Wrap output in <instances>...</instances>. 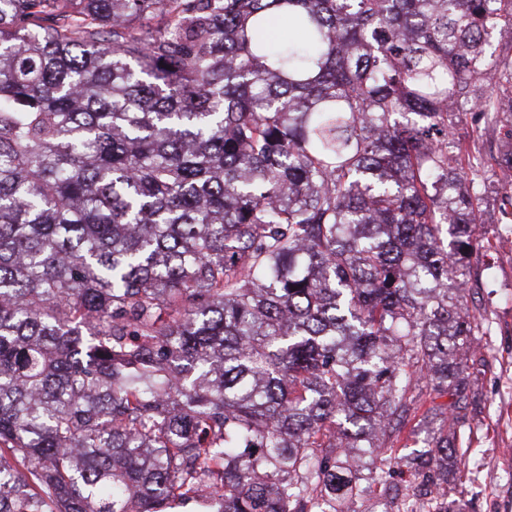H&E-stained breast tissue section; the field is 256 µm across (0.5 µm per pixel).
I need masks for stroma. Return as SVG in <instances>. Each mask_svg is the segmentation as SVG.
Masks as SVG:
<instances>
[{
  "label": "stroma",
  "instance_id": "1",
  "mask_svg": "<svg viewBox=\"0 0 512 512\" xmlns=\"http://www.w3.org/2000/svg\"><path fill=\"white\" fill-rule=\"evenodd\" d=\"M455 136L468 145L477 167L474 177L485 187L482 222L475 227L482 241L470 259L465 305L489 320L487 336L471 355L482 366L467 390L465 414L474 438L462 512H512V220L500 209L512 170L495 163L512 143L475 112L457 126Z\"/></svg>",
  "mask_w": 512,
  "mask_h": 512
}]
</instances>
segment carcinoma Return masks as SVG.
<instances>
[{
  "mask_svg": "<svg viewBox=\"0 0 512 512\" xmlns=\"http://www.w3.org/2000/svg\"><path fill=\"white\" fill-rule=\"evenodd\" d=\"M279 17L295 36L264 37ZM512 0H0V512H460L465 110ZM457 288L448 289V276ZM423 410H424V408H422L416 414V417L413 418L411 424L407 427V429L404 433V436L408 435L410 426H411L412 430H414L413 434H410V436L406 442L408 445V448H410V449L419 448L420 446H422L420 441L424 437V435L428 431H431L432 429L439 427L438 420L423 419V417H422Z\"/></svg>",
  "mask_w": 512,
  "mask_h": 512,
  "instance_id": "obj_1",
  "label": "carcinoma"
}]
</instances>
